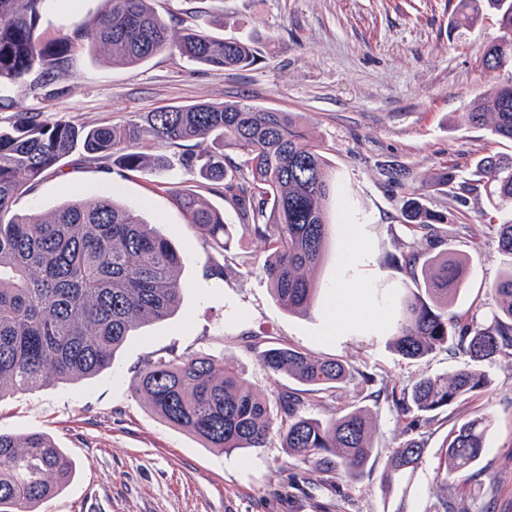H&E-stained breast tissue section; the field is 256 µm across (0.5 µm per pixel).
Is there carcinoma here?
<instances>
[{"mask_svg": "<svg viewBox=\"0 0 512 512\" xmlns=\"http://www.w3.org/2000/svg\"><path fill=\"white\" fill-rule=\"evenodd\" d=\"M46 0H0V81L48 85L66 75L82 50L102 51L114 67L144 64L165 51L214 68L253 65L255 50L243 40L207 30L203 19L178 28L152 0H109L111 7L71 35L48 37L40 30ZM471 24L482 7L495 11L499 36L482 51L484 69L512 63V0H463ZM465 123L486 127L512 141V82L497 85L463 113ZM219 150L180 155L238 210L242 224L263 241L262 272L282 308L308 313L316 288L306 272L319 264L328 224L326 203L336 193V167L323 146L291 112L262 109L245 101L170 106L123 123L84 125L19 112L0 127V395L54 382L74 381L112 366L116 351L147 322L161 321L180 306L179 272L186 253L153 231L136 210L99 194L74 199L48 213L21 212L19 199L47 175L61 171L74 151L90 162L142 173L169 163L166 149L208 141ZM244 158L232 161L229 153ZM486 179L489 203L512 205V156L489 153L476 163ZM204 244L227 250L231 225L204 197L167 187ZM410 228L435 237V214L410 193L403 212ZM500 250L512 257V222L495 224ZM422 287L398 297L399 317L389 336L393 350L416 360L452 343L466 358L451 375H425L411 392H391L392 404L412 414L409 429L431 423L429 414L468 399L491 385L484 365L512 350V266L489 288L499 311L488 325L467 324L450 311L464 282L467 262L448 253L420 261L415 248L393 258ZM262 367L286 375L309 391L330 392L361 377H373L344 360L270 346ZM135 392L169 426L226 454L265 448L278 436L288 456L310 462L344 480H360L375 448L370 413L345 408L322 421L306 415L297 392L272 402L229 361L170 349L150 355L138 369ZM486 416L452 428L439 456L440 481L450 488L485 448ZM425 442L407 439L380 475L386 493L399 489L423 461ZM73 462L45 433L0 431V512H37L71 480Z\"/></svg>", "mask_w": 512, "mask_h": 512, "instance_id": "obj_1", "label": "carcinoma"}]
</instances>
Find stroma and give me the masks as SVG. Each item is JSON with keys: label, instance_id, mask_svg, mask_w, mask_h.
I'll list each match as a JSON object with an SVG mask.
<instances>
[{"label": "stroma", "instance_id": "obj_1", "mask_svg": "<svg viewBox=\"0 0 512 512\" xmlns=\"http://www.w3.org/2000/svg\"><path fill=\"white\" fill-rule=\"evenodd\" d=\"M166 17L194 10L212 19L213 33L248 41L257 62L246 69L214 70L163 52L142 65L115 68L102 53L76 56L72 71L48 86L0 83V125L20 111L86 125L120 123L163 106L244 100L291 112L325 148L336 167V197L324 258L311 274L318 292L307 315L291 314L274 299L261 271L263 242L241 224L236 209L206 180L181 164L128 173L70 156L64 175L45 177L19 207L54 209L72 197L111 193L143 211L146 220L189 261L182 272L180 310L130 336L111 368L77 383H56L7 393L0 399V430L48 434L73 459L69 485L39 512H434L447 496L437 478L440 447L452 427L489 415L487 445L475 481L459 494L470 512H512V355L487 370L490 387L440 413L423 430L427 448L404 496L385 495L380 473L404 439L408 415L375 398L353 380L336 395L305 392L307 415L324 419L350 405L367 408L375 423L376 452L358 482L328 480L311 463L290 459L279 440L230 455L166 424L133 390L146 358L168 349L230 359L270 400L299 386L268 375L258 349L245 338L340 358L374 374L379 387L403 392L421 376L459 369L461 355L438 350L418 359L388 345L400 289L409 276L391 256L415 247L422 257L444 249L468 260L463 289L453 307L463 320L490 322L497 307L489 288L512 263L492 227L512 220V210L490 207L484 188L459 203L436 189L443 167L458 181L474 182L477 160L490 152L512 154V142L487 129L466 126L461 115L493 86L512 79V66L494 73L482 67L484 44L498 34L494 13L459 26L461 0H153ZM107 0H47L42 30L56 36L93 20ZM402 167L404 185L388 184L387 170ZM192 188L224 213L233 241L226 253L207 249L165 189ZM444 217L432 247L403 221L411 190ZM360 257L344 267L349 236ZM214 263L225 278L210 276ZM360 289L381 321L353 325L341 336L324 335L325 312L338 281Z\"/></svg>", "mask_w": 512, "mask_h": 512}]
</instances>
